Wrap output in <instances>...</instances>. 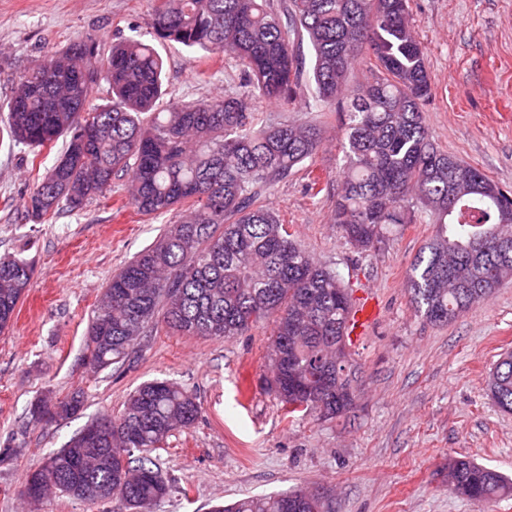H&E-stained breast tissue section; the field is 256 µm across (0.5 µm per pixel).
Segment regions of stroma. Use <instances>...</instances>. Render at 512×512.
<instances>
[{"mask_svg": "<svg viewBox=\"0 0 512 512\" xmlns=\"http://www.w3.org/2000/svg\"><path fill=\"white\" fill-rule=\"evenodd\" d=\"M157 0H0V102L29 64L93 36L101 52L150 29ZM432 75L425 121L440 149L512 190V0H409ZM165 98L204 101L237 90L240 75L223 51L157 44ZM261 122L319 126L312 161L277 183L269 206L312 258L336 271L353 301L375 299L378 314L362 342L351 413L328 421L288 419L267 385L270 330L229 338L179 335L158 325L120 371H95L86 329L96 301L135 253L178 212L156 221L130 205L121 182L51 222L26 217L34 164L50 167L63 143L40 151L0 146V255L34 268L12 326L0 332V512H114L115 502L53 493L20 496L28 475L91 418L119 417L141 383L168 379L192 391L195 423L174 431L158 462L172 497L147 512H209L212 505L298 487H329L336 512H512V493L487 503L459 496L443 479L449 461L468 457L512 479V413L486 396L490 372L512 351V281L456 320L435 325L412 307L410 267L432 234L425 219L402 224L376 250L357 252L331 221L341 183L340 118L302 102L260 103ZM321 179L320 192L310 188ZM83 391L85 406L58 424L29 422L35 399Z\"/></svg>", "mask_w": 512, "mask_h": 512, "instance_id": "35a3bbf8", "label": "stroma"}]
</instances>
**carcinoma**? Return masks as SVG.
Here are the masks:
<instances>
[{"instance_id":"1","label":"carcinoma","mask_w":512,"mask_h":512,"mask_svg":"<svg viewBox=\"0 0 512 512\" xmlns=\"http://www.w3.org/2000/svg\"><path fill=\"white\" fill-rule=\"evenodd\" d=\"M151 35L189 48L223 49L243 75L241 90L220 99L172 102L163 62L136 36L100 53L90 36L47 55L26 72L0 112L12 146L65 148L37 175L27 214L54 218L79 210L126 179L129 202L153 220L180 219L119 272L97 300L87 346L99 370H119L159 323L189 336L243 335L269 325L271 389L297 412L331 420L354 409L358 368L347 348L353 309L336 273L316 263L263 202L278 182L318 152L312 125H261L256 106L306 95L323 111L345 112V172L332 221L359 252H369L391 224L412 222L417 206L435 233L413 262L408 294L415 311L449 323L512 280V192L441 150L423 112L433 96L426 57L408 0H159ZM369 77L350 89L355 65ZM106 81L112 98L92 104ZM33 269L0 257V332L12 322ZM488 396L512 413V353L496 363ZM84 408L80 392L30 404L29 421L49 425ZM193 393L167 380L138 386L112 425V445L126 458L117 471L93 462L95 449L75 435L50 454L53 469L28 481L52 484L85 501L117 499L127 512L174 491L152 453L171 433L194 424ZM453 490L484 502L512 492V482L467 458L448 464ZM297 488L213 507V512H307Z\"/></svg>"}]
</instances>
